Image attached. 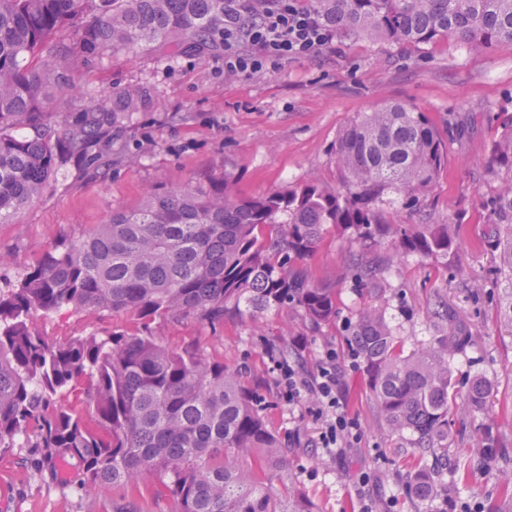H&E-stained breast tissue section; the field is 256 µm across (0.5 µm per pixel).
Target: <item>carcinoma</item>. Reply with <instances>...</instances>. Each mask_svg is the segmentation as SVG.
Masks as SVG:
<instances>
[{"mask_svg":"<svg viewBox=\"0 0 512 512\" xmlns=\"http://www.w3.org/2000/svg\"><path fill=\"white\" fill-rule=\"evenodd\" d=\"M341 39L380 34L422 48L512 44V0H313ZM233 0H0V223L50 187L62 154L95 160L110 132L146 105L129 85L90 98L74 122L41 119L78 87L71 65L121 50L176 56L224 48ZM448 162V145L427 115L391 104L358 116L336 137L342 187L311 180L286 192L242 197L232 181L155 188L87 234L53 245L16 281L0 283V450L24 440L75 459L83 483L135 493L156 476L172 512H308L293 488L279 499L284 449L239 372L193 349L169 350L151 336L108 332L53 344L30 323L61 309L130 314L142 323L196 317L224 321L228 305L295 309L319 328L336 320L337 292L317 285L307 260L327 229L352 232L367 250L436 259L455 245L449 224H391V192L412 206ZM489 167L512 175V116L501 123ZM503 322L512 326V180L491 200ZM357 286L382 292L381 273L359 263ZM427 346L404 352L382 310L368 307L345 342L363 365L377 410L410 448L448 447L451 363L468 342L452 312ZM85 382L87 415L63 397ZM490 381L474 375L464 401L485 409ZM421 501L437 492L424 465L409 482Z\"/></svg>","mask_w":512,"mask_h":512,"instance_id":"1","label":"carcinoma"}]
</instances>
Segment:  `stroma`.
<instances>
[{
	"label": "stroma",
	"mask_w": 512,
	"mask_h": 512,
	"mask_svg": "<svg viewBox=\"0 0 512 512\" xmlns=\"http://www.w3.org/2000/svg\"><path fill=\"white\" fill-rule=\"evenodd\" d=\"M79 80L96 93L140 83L146 106L112 130V151L95 164L68 157L57 181L15 219L0 224V277L16 278L60 239L82 236L112 212L137 207L153 188L198 185L230 178L244 197L284 192L315 178L339 184L335 145L359 113L399 102L426 112L439 132L448 115L467 112L470 128L448 142V162L414 210L389 195V221L450 224L457 247L438 259L407 257L385 267L381 251L363 252L351 236L328 229L308 266L316 283L338 289L334 324L312 327L292 309H229L223 323L158 318L142 326L109 311L62 310L33 316L34 327L59 344L111 330H148L164 346L196 349L237 369L245 388L263 399L262 413L288 459L287 473L309 512H446L481 504L491 512L512 483V330L500 322L495 284L497 253L486 203L505 176L487 164L502 114H512V45L462 48L440 42L422 50L374 34L337 40L315 60H295L249 77L224 74L222 54L173 57L119 51L90 61ZM384 268L379 300L405 351L437 333L436 313L449 310L472 341L454 361L457 384L476 374L492 383L488 407L469 411L462 398L448 403L447 447L417 457L391 433L377 412L363 367L352 362L344 334L369 305L354 279H342L359 254ZM343 366L342 400L358 426L341 453L319 448L322 422L314 400L288 403L272 367L285 359L305 375L317 373L326 350ZM37 448L0 452V512H112L123 489L86 490L75 460L51 471L37 467ZM431 470L439 494L413 497L408 481L418 464Z\"/></svg>",
	"instance_id": "stroma-1"
}]
</instances>
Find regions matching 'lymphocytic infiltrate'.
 <instances>
[{"label": "lymphocytic infiltrate", "instance_id": "lymphocytic-infiltrate-1", "mask_svg": "<svg viewBox=\"0 0 512 512\" xmlns=\"http://www.w3.org/2000/svg\"><path fill=\"white\" fill-rule=\"evenodd\" d=\"M237 2L235 18L224 23L225 75L247 77L291 60H312L336 40L335 31L303 0ZM281 382L289 400H299L306 392L317 397V415L324 425L321 446L329 452L339 448L349 424L339 397L341 368L336 354L326 352L312 378L284 365Z\"/></svg>", "mask_w": 512, "mask_h": 512}]
</instances>
